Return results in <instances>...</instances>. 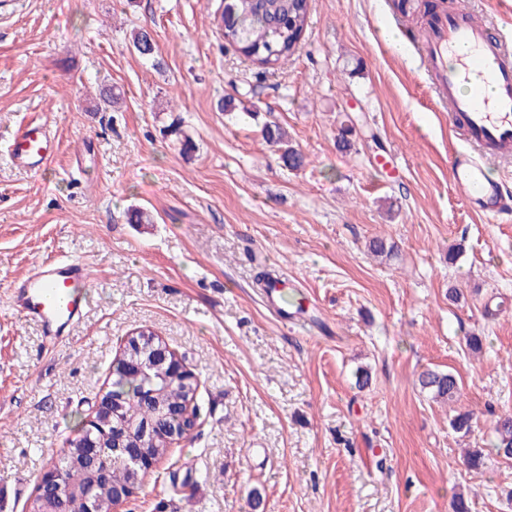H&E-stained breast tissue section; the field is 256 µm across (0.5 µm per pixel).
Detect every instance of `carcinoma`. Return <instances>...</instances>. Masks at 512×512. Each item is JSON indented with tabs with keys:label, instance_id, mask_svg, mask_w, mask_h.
<instances>
[{
	"label": "carcinoma",
	"instance_id": "obj_1",
	"mask_svg": "<svg viewBox=\"0 0 512 512\" xmlns=\"http://www.w3.org/2000/svg\"><path fill=\"white\" fill-rule=\"evenodd\" d=\"M310 0H224L221 27L224 40L253 65L269 70L292 57L304 38L310 15ZM132 45L142 58L151 59L155 42L150 32L141 29L132 35ZM263 137L279 148L283 166L298 170L305 164L304 155L288 146L287 134L276 121L262 129ZM132 356L116 359L112 370V389L108 395L121 400L112 424L105 431L145 434L144 458H162L169 449L165 430L182 435L181 423L161 417L162 411L195 398L197 379L192 372L179 378L151 371L137 376L127 368ZM420 389L436 401L450 402L460 391L459 381L450 372L427 370L419 375ZM497 455L512 459V414L498 417L493 427ZM55 464L64 472L62 487H35L28 512H49L53 495L60 493L69 502L70 512H88L84 490L94 488L97 512H111L113 494L121 491L135 496L143 487L145 472L112 453L107 470H102L94 457L83 452L79 441L69 442L68 448Z\"/></svg>",
	"mask_w": 512,
	"mask_h": 512
}]
</instances>
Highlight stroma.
Wrapping results in <instances>:
<instances>
[{"mask_svg":"<svg viewBox=\"0 0 512 512\" xmlns=\"http://www.w3.org/2000/svg\"><path fill=\"white\" fill-rule=\"evenodd\" d=\"M414 3L312 0L296 54L262 74L225 42L224 0H0V141L39 112L56 134L36 173L0 151V512H27L141 328L196 374L197 420L120 512H452L459 491L472 512H512L491 431L512 412V211L486 220L450 181L461 141L411 41ZM139 28L154 59L132 46ZM228 97L254 117L221 111ZM268 121L304 167L283 166ZM131 207L151 223H128ZM375 237L391 258L368 253ZM53 257L92 282L50 352L8 295ZM264 272L314 323L267 310ZM428 368L456 374L457 401L421 392Z\"/></svg>","mask_w":512,"mask_h":512,"instance_id":"1","label":"stroma"}]
</instances>
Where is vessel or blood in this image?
<instances>
[{
	"label": "vessel or blood",
	"instance_id": "b4317fda",
	"mask_svg": "<svg viewBox=\"0 0 512 512\" xmlns=\"http://www.w3.org/2000/svg\"><path fill=\"white\" fill-rule=\"evenodd\" d=\"M422 60L448 123L465 147L450 163V180L467 205L493 220L512 204L500 182L484 177L487 160L512 155V49L504 34L490 35L487 24L469 8L434 17L421 40ZM470 91L456 93L460 83ZM55 146L48 117L28 123L8 142L13 164L39 171ZM87 267L69 259H46L16 281L11 308L21 319L37 323L49 345H56L78 323L89 302Z\"/></svg>",
	"mask_w": 512,
	"mask_h": 512
}]
</instances>
